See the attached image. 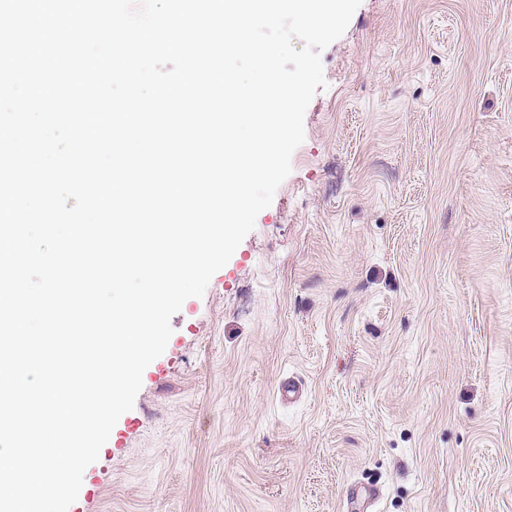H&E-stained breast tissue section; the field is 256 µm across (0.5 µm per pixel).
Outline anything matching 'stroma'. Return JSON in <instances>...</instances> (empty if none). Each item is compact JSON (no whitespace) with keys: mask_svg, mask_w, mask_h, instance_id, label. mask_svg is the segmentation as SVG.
Instances as JSON below:
<instances>
[{"mask_svg":"<svg viewBox=\"0 0 512 512\" xmlns=\"http://www.w3.org/2000/svg\"><path fill=\"white\" fill-rule=\"evenodd\" d=\"M321 58L84 512H512V0H361Z\"/></svg>","mask_w":512,"mask_h":512,"instance_id":"35a3bbf8","label":"stroma"}]
</instances>
